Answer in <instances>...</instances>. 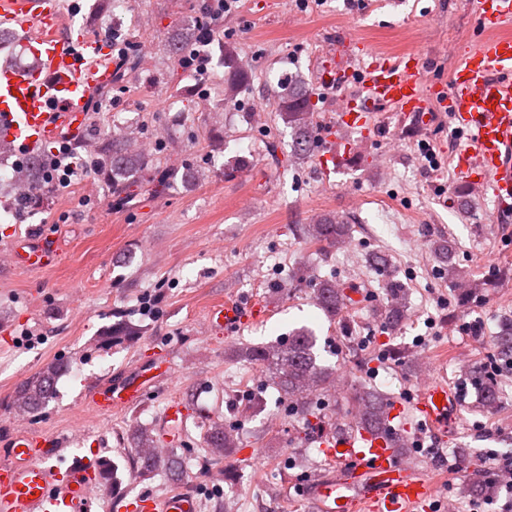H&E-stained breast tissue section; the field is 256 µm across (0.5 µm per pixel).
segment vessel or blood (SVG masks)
I'll use <instances>...</instances> for the list:
<instances>
[{"label": "vessel or blood", "instance_id": "vessel-or-blood-1", "mask_svg": "<svg viewBox=\"0 0 512 512\" xmlns=\"http://www.w3.org/2000/svg\"><path fill=\"white\" fill-rule=\"evenodd\" d=\"M473 40L447 84L425 85L420 52L390 55L357 49L358 67L325 65L323 86L338 89L336 123L327 137L321 171L330 175L349 159L356 142L374 132L381 112L394 108L402 120L422 128L435 119L429 100L447 106L461 141L456 172L463 181L487 184L494 220L512 222V0H476ZM11 29L32 59L30 65L0 66V142L23 156L48 144L77 140L86 125V105L112 82V68L99 63L102 40L62 32L56 0H0V28ZM17 267L53 266L56 248L40 237L11 240ZM259 306L237 301L213 305L215 331L232 335L247 319L261 318ZM420 426L440 439L456 434L457 399L447 380L429 379L416 393ZM333 474L309 480L316 512H416L435 496L426 473L409 467L393 438L365 427L323 431L317 437ZM64 437L12 434L0 439V512H90L98 475L84 458L67 468L51 462ZM132 512H198L197 500L181 491L159 499L141 496Z\"/></svg>", "mask_w": 512, "mask_h": 512}]
</instances>
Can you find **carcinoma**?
I'll return each instance as SVG.
<instances>
[{
    "mask_svg": "<svg viewBox=\"0 0 512 512\" xmlns=\"http://www.w3.org/2000/svg\"><path fill=\"white\" fill-rule=\"evenodd\" d=\"M279 111L294 134L293 150L297 156L308 154L314 147L316 126L312 121L313 104L311 93L300 84L288 87V92L279 99ZM132 134L107 138L98 150L96 170L112 174V194L121 196L127 192L140 175L149 171L151 158L146 153H133L128 149ZM16 179L30 189H37L36 195H25L22 200L37 205L41 197L52 189L49 161L44 157L29 159L19 165ZM306 239L313 245L326 243L336 245L347 235V226L324 217L305 229ZM434 253L445 264L448 280L456 282L465 278V272L454 261L456 244L453 240H442L434 245ZM391 304L385 311V324L388 328L398 325L402 317L399 302V287L389 286ZM318 305L330 315H334L349 305L345 293L329 284L320 283L315 288ZM317 338L312 332L300 329L288 336V340L271 345L245 344L238 350V356L267 367L280 396L288 403V410L303 419L319 416L318 408L311 402V396L331 387L332 369L318 363L316 354ZM495 357L512 361V322L500 328L495 343ZM63 365L52 362L17 388V405L28 413L41 410L55 395L56 383L62 374ZM471 380L482 406L490 411L497 410L502 393L500 381L483 369L471 374ZM350 413L357 415L356 423L368 426L382 433L387 428V401L380 393L367 386L355 390L347 398ZM134 453L133 467L139 477L151 479L159 474L171 480L182 475V461L170 448L166 452L156 451V440L150 431L138 430L132 437ZM208 455L215 463L224 459V453L242 445L240 436L227 431L223 425L210 426L207 436Z\"/></svg>",
    "mask_w": 512,
    "mask_h": 512,
    "instance_id": "1",
    "label": "carcinoma"
}]
</instances>
